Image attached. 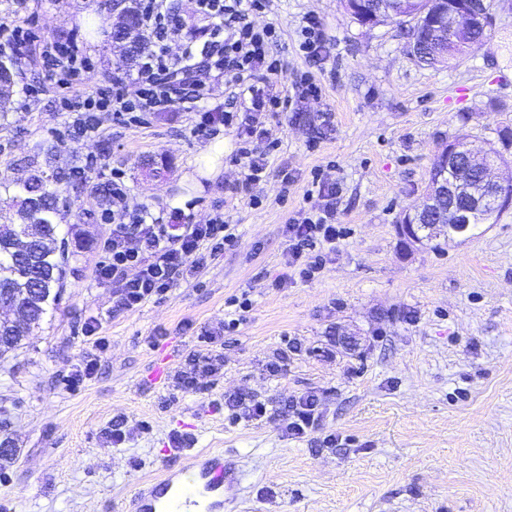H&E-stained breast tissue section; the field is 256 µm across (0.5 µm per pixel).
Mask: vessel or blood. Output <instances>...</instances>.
Masks as SVG:
<instances>
[{"label": "vessel or blood", "mask_w": 512, "mask_h": 512, "mask_svg": "<svg viewBox=\"0 0 512 512\" xmlns=\"http://www.w3.org/2000/svg\"><path fill=\"white\" fill-rule=\"evenodd\" d=\"M184 465L139 485L124 512H224L233 471L223 452L182 449Z\"/></svg>", "instance_id": "b4317fda"}]
</instances>
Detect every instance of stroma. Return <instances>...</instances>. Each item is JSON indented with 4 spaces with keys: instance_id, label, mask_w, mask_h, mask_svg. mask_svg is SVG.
I'll return each instance as SVG.
<instances>
[{
    "instance_id": "stroma-1",
    "label": "stroma",
    "mask_w": 512,
    "mask_h": 512,
    "mask_svg": "<svg viewBox=\"0 0 512 512\" xmlns=\"http://www.w3.org/2000/svg\"><path fill=\"white\" fill-rule=\"evenodd\" d=\"M90 20H83V13ZM483 46L450 66L412 53L408 25H360L343 0H271L259 25L281 33L287 71L275 84L291 97L310 73L321 100L270 117L280 147L256 188L262 203L231 198L243 174L233 131L196 136L190 115L167 112L143 127L108 122L105 149L70 141L58 110L61 88L40 55L21 64L0 125V180L26 172L38 147L57 146L54 164L95 154L70 196L66 286L54 310L15 352L0 358V508L6 512H115L137 484L167 466L175 433L198 451L220 450L237 484L224 512H512V206L467 239L405 253L396 226L425 192L438 152L465 133L499 148L512 165V0H494ZM330 43L322 60L298 51L305 16ZM28 20L37 39L80 40L93 81L132 70L112 38L116 21L99 0H0V19ZM41 93L26 99V85ZM166 160L159 180L139 160ZM293 180L283 183V171ZM340 183L337 221L346 227L335 259L310 281L274 282L284 272L285 224L302 207L312 174ZM121 174L128 204L178 207L205 223L223 209L237 239L206 256L166 293L133 311L115 310L111 288L93 278L110 227L94 185ZM252 302L224 339V366L209 389L177 385L201 330L220 327L224 303ZM102 323L99 368L81 390L63 378L92 351L81 328ZM358 339L348 347L344 336ZM287 356L282 375L267 368ZM164 363L165 381L150 373ZM249 393L263 420L234 419L217 401ZM319 398L316 428L301 438L282 428L286 404ZM128 436L112 445L113 422Z\"/></svg>"
}]
</instances>
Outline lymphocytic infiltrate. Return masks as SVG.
I'll use <instances>...</instances> for the list:
<instances>
[{
    "label": "lymphocytic infiltrate",
    "instance_id": "1",
    "mask_svg": "<svg viewBox=\"0 0 512 512\" xmlns=\"http://www.w3.org/2000/svg\"><path fill=\"white\" fill-rule=\"evenodd\" d=\"M268 5L269 0H195L201 25L194 28L171 0H132L145 43L137 65L132 72L113 74L108 82L96 85L91 82L92 60L73 38L39 49L29 27L5 20L0 22V56L22 59L40 51L50 77L67 91L59 107L68 117L67 133L76 141L105 142L107 113L114 122L139 127L151 117L179 109L193 113L194 131L204 137L223 127H237L244 172L232 193L249 198L279 145L267 127L268 116L290 105L273 89L274 78L283 71L273 52L277 29L252 21ZM181 38L186 41L182 53L171 54L170 43ZM220 81L233 90L230 107L207 106L211 84ZM312 186L320 205L299 209L283 230L286 274L303 280L324 269L344 236L343 226L336 222L338 182L317 178ZM101 218L111 230L99 245L102 258L94 278L116 288L117 306L126 311L172 288L185 272L200 266L205 253L223 251L236 239L235 225L226 223L220 211L199 224L178 208L155 213L144 205L129 207L127 188L118 180L112 183V207ZM250 305L246 299L225 311L222 333L202 331L200 341L214 351L190 356L189 371L178 377L184 391H207V378L223 363L215 349L223 345L225 333L238 326V313Z\"/></svg>",
    "mask_w": 512,
    "mask_h": 512
}]
</instances>
